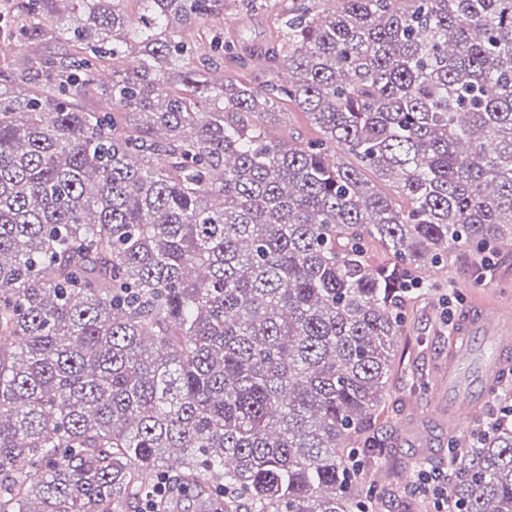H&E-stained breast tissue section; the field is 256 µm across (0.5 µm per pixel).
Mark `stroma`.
Listing matches in <instances>:
<instances>
[{
	"label": "stroma",
	"mask_w": 512,
	"mask_h": 512,
	"mask_svg": "<svg viewBox=\"0 0 512 512\" xmlns=\"http://www.w3.org/2000/svg\"><path fill=\"white\" fill-rule=\"evenodd\" d=\"M218 21L225 37L240 42L253 80L262 82L266 67L258 50L272 29L270 13L250 14L229 5L222 9ZM429 282V287L417 289L405 301L404 328L392 347L395 361L411 365L424 379L414 382L394 371L388 397L368 429L369 435L389 448L392 463L386 473H378L371 452L363 447L357 450L360 480L374 490L370 512H436L433 500L417 493L402 475L417 474L423 467L449 471L448 430L431 425L432 444L425 449L417 444L415 434L400 435L396 428L436 412L440 378L448 370L453 341L444 320H460L479 300L512 296V253L495 245L482 251H450L447 268L437 271Z\"/></svg>",
	"instance_id": "1"
}]
</instances>
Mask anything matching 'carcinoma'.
Wrapping results in <instances>:
<instances>
[{"label": "carcinoma", "mask_w": 512, "mask_h": 512, "mask_svg": "<svg viewBox=\"0 0 512 512\" xmlns=\"http://www.w3.org/2000/svg\"><path fill=\"white\" fill-rule=\"evenodd\" d=\"M125 2L0 12V512H353L417 276L512 237V0H303L260 84L217 0ZM448 494L512 512V421ZM284 112L291 114L285 115L286 123L276 121L275 123H272L268 126L267 131L270 137L279 140H288L289 136L292 135L293 137L306 142L317 136L314 127L310 124L302 112Z\"/></svg>", "instance_id": "obj_1"}]
</instances>
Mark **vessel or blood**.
Segmentation results:
<instances>
[{"instance_id":"1","label":"vessel or blood","mask_w":512,"mask_h":512,"mask_svg":"<svg viewBox=\"0 0 512 512\" xmlns=\"http://www.w3.org/2000/svg\"><path fill=\"white\" fill-rule=\"evenodd\" d=\"M512 359V299L477 304L461 322L448 360V415L460 433L478 414L484 388Z\"/></svg>"}]
</instances>
